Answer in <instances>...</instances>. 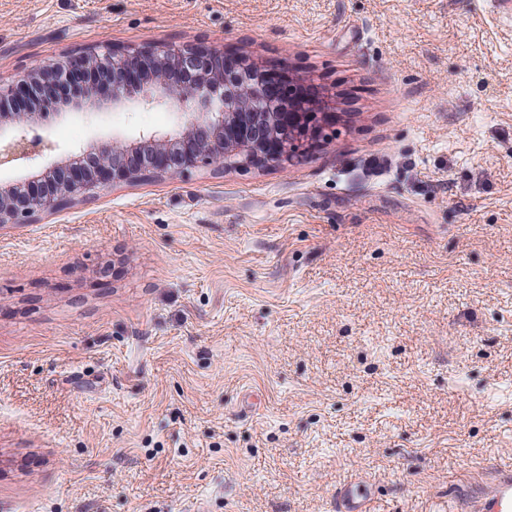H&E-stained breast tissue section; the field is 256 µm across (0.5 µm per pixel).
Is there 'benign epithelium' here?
I'll return each instance as SVG.
<instances>
[{"mask_svg": "<svg viewBox=\"0 0 512 512\" xmlns=\"http://www.w3.org/2000/svg\"><path fill=\"white\" fill-rule=\"evenodd\" d=\"M280 81L260 62L225 58L224 49L168 42L132 51H72L35 63L0 84V169L25 165L27 176L0 181V224H25L68 203L86 202L145 175L183 173L211 164L293 165L320 143L336 98L309 83L289 96V110L251 101L280 98ZM75 108L101 101L119 110L136 103L175 112L170 130L143 128L131 138L63 147L47 134L48 112L62 88Z\"/></svg>", "mask_w": 512, "mask_h": 512, "instance_id": "7a95c632", "label": "benign epithelium"}]
</instances>
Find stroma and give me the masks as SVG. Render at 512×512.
Returning <instances> with one entry per match:
<instances>
[{"instance_id": "35a3bbf8", "label": "stroma", "mask_w": 512, "mask_h": 512, "mask_svg": "<svg viewBox=\"0 0 512 512\" xmlns=\"http://www.w3.org/2000/svg\"><path fill=\"white\" fill-rule=\"evenodd\" d=\"M171 41L320 83L340 119L291 168L149 177L0 229V512H336L354 479L370 512H446L512 464V21L492 0H0L6 82Z\"/></svg>"}]
</instances>
